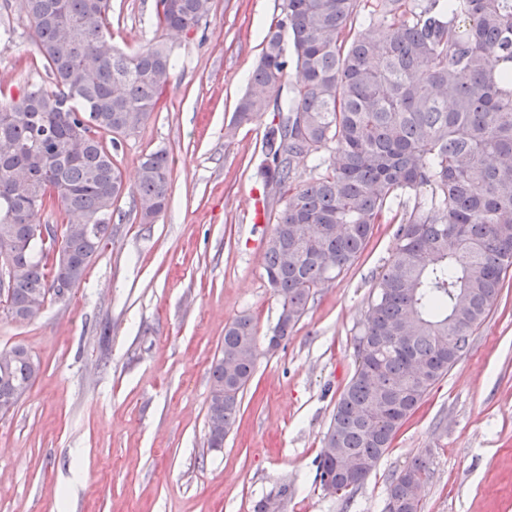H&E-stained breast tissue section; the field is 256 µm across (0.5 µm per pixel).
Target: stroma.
<instances>
[{
  "mask_svg": "<svg viewBox=\"0 0 512 512\" xmlns=\"http://www.w3.org/2000/svg\"><path fill=\"white\" fill-rule=\"evenodd\" d=\"M21 0H0V84L46 80L34 67ZM284 0H212L199 28L169 44L176 69L159 107L122 141L134 181L142 155L166 150L169 206L140 223L130 195L112 235L64 303L29 323L0 314V350L39 361L28 396L0 414V512H252L287 487L280 512H382L392 476L421 450L431 476L423 512H512V270L468 352L395 435L351 499L316 478L322 439L355 370L354 338L389 259L386 215L363 254L317 288L277 349L267 338L280 305L264 275L265 243L281 201L258 175L273 114L235 125L237 100ZM155 0H112V38L153 43ZM252 317L253 377L222 449L208 448L210 367L224 328Z\"/></svg>",
  "mask_w": 512,
  "mask_h": 512,
  "instance_id": "35a3bbf8",
  "label": "stroma"
}]
</instances>
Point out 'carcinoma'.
<instances>
[{"instance_id": "obj_1", "label": "carcinoma", "mask_w": 512, "mask_h": 512, "mask_svg": "<svg viewBox=\"0 0 512 512\" xmlns=\"http://www.w3.org/2000/svg\"><path fill=\"white\" fill-rule=\"evenodd\" d=\"M284 0L263 37L234 122L276 106L263 141L264 187L284 201L267 241L265 275L280 304L274 334L288 337L316 288L349 268L395 201L396 245L375 280L356 368L336 402L317 478L358 463L370 473L431 388L469 350L512 269V0ZM38 59L51 78L18 96L0 92V312L32 321L65 302L111 235L124 193L140 222L169 201L165 151L143 157L125 185L112 152L155 111L175 62L162 40L128 53L112 43L111 0H22ZM210 0L155 10L161 36L187 34ZM292 43L287 56L284 40ZM291 95L282 99L288 68ZM328 150L323 173L298 181ZM57 208L61 245L34 238L36 214ZM248 316L224 329L210 369L207 445L224 447L255 369ZM0 397L30 391L40 365L22 345L0 351ZM430 456H415L387 487L383 512H422L416 489Z\"/></svg>"}]
</instances>
